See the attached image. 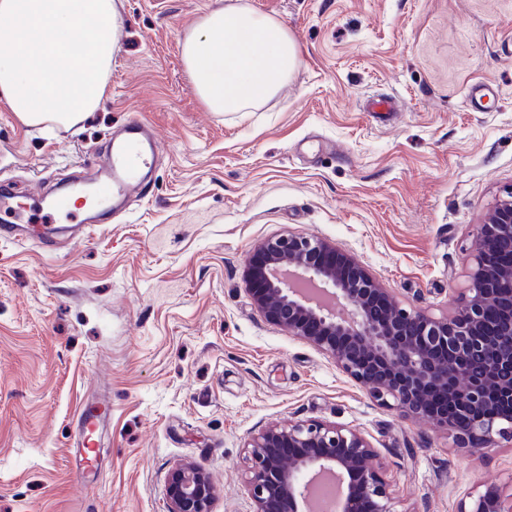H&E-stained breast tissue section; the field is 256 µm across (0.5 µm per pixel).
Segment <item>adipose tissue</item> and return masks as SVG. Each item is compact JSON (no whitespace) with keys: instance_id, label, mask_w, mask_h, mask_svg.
Listing matches in <instances>:
<instances>
[{"instance_id":"1","label":"adipose tissue","mask_w":512,"mask_h":512,"mask_svg":"<svg viewBox=\"0 0 512 512\" xmlns=\"http://www.w3.org/2000/svg\"><path fill=\"white\" fill-rule=\"evenodd\" d=\"M123 26L121 0H0V97L27 126H71L106 96ZM190 85L213 112L274 97L298 64L278 19L224 0L182 39Z\"/></svg>"}]
</instances>
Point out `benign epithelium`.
<instances>
[{"label":"benign epithelium","mask_w":512,"mask_h":512,"mask_svg":"<svg viewBox=\"0 0 512 512\" xmlns=\"http://www.w3.org/2000/svg\"><path fill=\"white\" fill-rule=\"evenodd\" d=\"M257 310L336 366L404 420L420 416L450 431L456 451L482 456L512 438V419L493 413L512 401V188L471 245L468 287L454 312L433 317L405 308L347 252L323 238L283 234L254 246L245 263ZM317 284L348 309L336 313L289 287L284 272ZM452 400L464 413L448 416ZM252 512H309L323 474L339 479L337 512H395L375 448L357 427L309 420L274 425L246 445ZM214 485L192 463L171 471L168 512H211ZM457 512H512L497 486L468 492Z\"/></svg>","instance_id":"benign-epithelium-1"}]
</instances>
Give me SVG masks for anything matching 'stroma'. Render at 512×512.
<instances>
[{"label":"stroma","mask_w":512,"mask_h":512,"mask_svg":"<svg viewBox=\"0 0 512 512\" xmlns=\"http://www.w3.org/2000/svg\"><path fill=\"white\" fill-rule=\"evenodd\" d=\"M247 2L299 49L251 111H209L182 63L216 0H122L106 97L81 126L28 127L0 99V181L48 196L130 121L163 142L150 195L118 220L0 237V512H167L184 462L209 474L212 512H250L247 440L306 420L365 433L396 512L512 487V440L458 454L267 321L244 283L248 252L290 232L335 243L403 305L453 311L476 229L512 187V0ZM483 81L497 95L476 112ZM376 94L399 111H364ZM100 400L112 413L80 478V408Z\"/></svg>","instance_id":"stroma-1"}]
</instances>
